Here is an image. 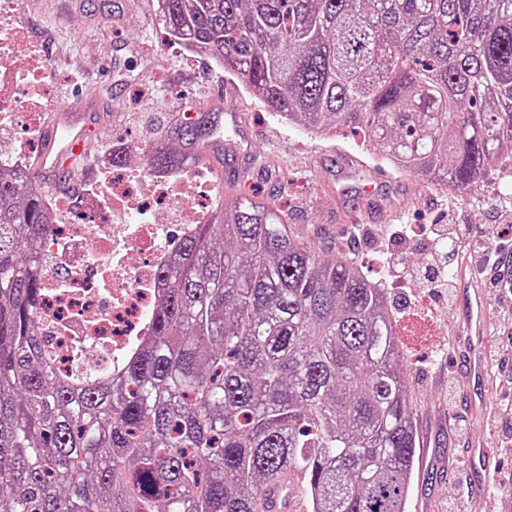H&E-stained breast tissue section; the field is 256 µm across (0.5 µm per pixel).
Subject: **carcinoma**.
<instances>
[{
	"label": "carcinoma",
	"instance_id": "cac0c4a2",
	"mask_svg": "<svg viewBox=\"0 0 512 512\" xmlns=\"http://www.w3.org/2000/svg\"><path fill=\"white\" fill-rule=\"evenodd\" d=\"M186 50L280 118L363 135L467 189L512 150V0H159ZM183 147L149 166L176 172ZM42 200L0 173V512H261L285 473L309 512H405L418 438L381 284L224 200L157 273L149 336L70 371L42 335Z\"/></svg>",
	"mask_w": 512,
	"mask_h": 512
}]
</instances>
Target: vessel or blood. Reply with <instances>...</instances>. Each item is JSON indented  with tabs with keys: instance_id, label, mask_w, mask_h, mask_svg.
I'll use <instances>...</instances> for the list:
<instances>
[{
	"instance_id": "vessel-or-blood-1",
	"label": "vessel or blood",
	"mask_w": 512,
	"mask_h": 512,
	"mask_svg": "<svg viewBox=\"0 0 512 512\" xmlns=\"http://www.w3.org/2000/svg\"><path fill=\"white\" fill-rule=\"evenodd\" d=\"M99 105L89 99L72 106H64L53 112L45 125L35 168L45 177H62L78 172V164L87 153V138L97 121ZM472 279L459 278L456 288L464 303L467 340L470 344L466 373L469 381L484 378L483 345L486 336L488 310L484 297L472 289ZM468 455L473 464L482 468L479 486L488 489L489 478L497 469L493 452L486 447L471 445ZM267 512H298L299 505L293 496L291 485L278 483L271 486L264 498Z\"/></svg>"
}]
</instances>
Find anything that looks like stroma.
Instances as JSON below:
<instances>
[{
	"mask_svg": "<svg viewBox=\"0 0 512 512\" xmlns=\"http://www.w3.org/2000/svg\"><path fill=\"white\" fill-rule=\"evenodd\" d=\"M17 23L29 42L57 66L54 82L66 103L99 98L108 126L93 140L75 179L52 188L64 193L99 181L104 146H177L187 114L200 129L216 127L224 141L215 164L203 166L213 205L249 193L284 211L295 235L326 258L343 253L386 289L408 376V398L418 436V465L407 512H491L494 501L512 498V423L498 416L512 404L507 367L491 361L483 385L465 376L462 308L435 307L418 281L390 277L387 258L415 266L426 261L425 244L387 241L392 224L439 223L443 213L466 225L472 249L463 267L484 280L492 265L512 273V227L495 221L488 200L512 199V155L468 190L391 168L350 131L321 139L305 127L281 120L235 76L208 56L170 39L158 0H21ZM153 99L166 126L134 117L139 98ZM457 379L456 400L448 381ZM463 421L457 436L453 422ZM496 446L498 480L489 492L461 498L456 463L466 462L472 443Z\"/></svg>",
	"mask_w": 512,
	"mask_h": 512,
	"instance_id": "35a3bbf8",
	"label": "stroma"
}]
</instances>
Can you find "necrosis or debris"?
Instances as JSON below:
<instances>
[{
    "label": "necrosis or debris",
    "mask_w": 512,
    "mask_h": 512,
    "mask_svg": "<svg viewBox=\"0 0 512 512\" xmlns=\"http://www.w3.org/2000/svg\"><path fill=\"white\" fill-rule=\"evenodd\" d=\"M19 0H0V122L28 127L15 151L0 156V171L29 177L26 158L36 137L39 117L55 102L39 81L49 64L28 50L14 16ZM172 174L140 165L109 177V196L86 188L59 196L44 193L50 213L69 210V221L53 223L42 239L47 259L42 276L51 294L48 307L58 318L53 343L61 356L76 345L89 353L92 368L120 360L148 333V315L159 296L156 271L175 247L169 227L148 206L149 199L178 206L185 215L183 232L204 215L198 195L174 196ZM148 194H141V185Z\"/></svg>",
    "instance_id": "1"
}]
</instances>
